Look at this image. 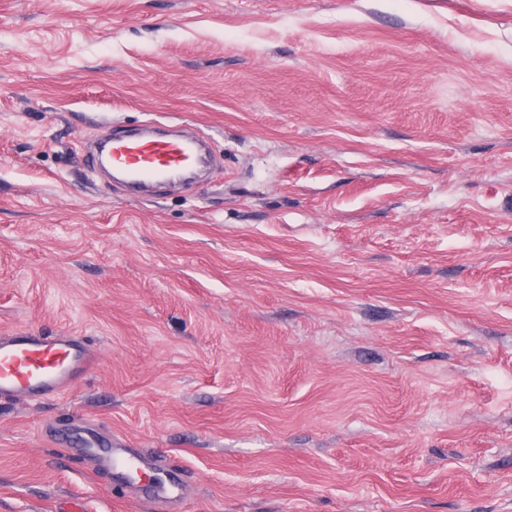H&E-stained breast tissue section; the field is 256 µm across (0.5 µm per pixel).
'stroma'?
I'll use <instances>...</instances> for the list:
<instances>
[{
	"instance_id": "35a3bbf8",
	"label": "stroma",
	"mask_w": 512,
	"mask_h": 512,
	"mask_svg": "<svg viewBox=\"0 0 512 512\" xmlns=\"http://www.w3.org/2000/svg\"><path fill=\"white\" fill-rule=\"evenodd\" d=\"M209 135L129 195L115 127ZM0 512H512V0H0ZM79 438L161 457L148 498ZM94 363L91 349L75 336L14 330L0 336V402L50 399Z\"/></svg>"
}]
</instances>
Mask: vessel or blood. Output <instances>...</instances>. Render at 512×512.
I'll use <instances>...</instances> for the list:
<instances>
[{
    "instance_id": "obj_1",
    "label": "vessel or blood",
    "mask_w": 512,
    "mask_h": 512,
    "mask_svg": "<svg viewBox=\"0 0 512 512\" xmlns=\"http://www.w3.org/2000/svg\"><path fill=\"white\" fill-rule=\"evenodd\" d=\"M205 136H183L156 126L139 132L113 133L96 149L98 162L108 163L116 178L134 192L162 182L178 170L205 164ZM95 356L77 337L36 333L26 328L0 336V402L20 397L52 398L94 365ZM104 466L139 470L143 462L127 449H110Z\"/></svg>"
}]
</instances>
